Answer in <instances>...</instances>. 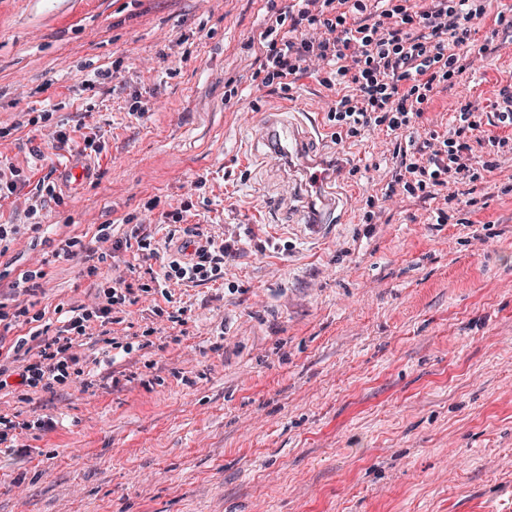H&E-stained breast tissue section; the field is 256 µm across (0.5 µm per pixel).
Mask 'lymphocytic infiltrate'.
I'll list each match as a JSON object with an SVG mask.
<instances>
[{"mask_svg":"<svg viewBox=\"0 0 512 512\" xmlns=\"http://www.w3.org/2000/svg\"><path fill=\"white\" fill-rule=\"evenodd\" d=\"M297 7L268 16L259 33L252 81L256 90L287 94L308 73L336 93L326 118L336 141L380 130L389 136L391 177L380 197H367L361 221L380 220L378 201L442 198L433 217L445 224L455 200L449 183L472 184L492 172L497 154H512V112H497L504 136L488 137L491 159L474 154L482 128L481 108L468 99L451 117L445 133L425 130L434 96L454 85L475 58L487 53L476 44L475 23L487 0H297ZM238 241L228 235L207 238L195 258L169 256L150 283L132 288L112 279L93 306L70 309L56 336L37 340L35 357L18 368L20 385L46 390L79 379V353L92 326L117 323L119 314L167 283L205 284L224 276V260Z\"/></svg>","mask_w":512,"mask_h":512,"instance_id":"1","label":"lymphocytic infiltrate"}]
</instances>
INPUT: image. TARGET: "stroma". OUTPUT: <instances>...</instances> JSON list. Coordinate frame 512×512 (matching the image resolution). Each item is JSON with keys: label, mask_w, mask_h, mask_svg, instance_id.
I'll use <instances>...</instances> for the list:
<instances>
[{"label": "stroma", "mask_w": 512, "mask_h": 512, "mask_svg": "<svg viewBox=\"0 0 512 512\" xmlns=\"http://www.w3.org/2000/svg\"><path fill=\"white\" fill-rule=\"evenodd\" d=\"M291 5L0 0V174L30 177L0 200V224L28 223L43 177L57 194L41 230L0 256V303L53 335L58 309L91 305L113 275L159 270L161 257L113 241H239L223 279L141 294L113 325L154 329L152 347L108 363L89 339L80 352L98 366L51 392L9 377L0 412L53 425L0 451V512H512V157L474 194L455 185L454 222L431 223L441 200H408L368 230L357 208L387 180V136L338 144L325 131L311 149L334 161L327 189L347 220L284 223L271 203L289 167L257 162L247 126L290 106L326 118L315 77L250 92V40L268 9ZM494 44L435 96L434 125L466 98L492 111L512 84V43ZM98 70L111 79L88 86ZM58 127L72 137L61 149ZM154 197L157 217L193 202L175 241L142 221ZM68 238L72 255L51 258ZM27 271L35 288L16 293ZM168 301L184 325L155 315ZM28 320L0 324V363L13 365Z\"/></svg>", "instance_id": "stroma-1"}]
</instances>
